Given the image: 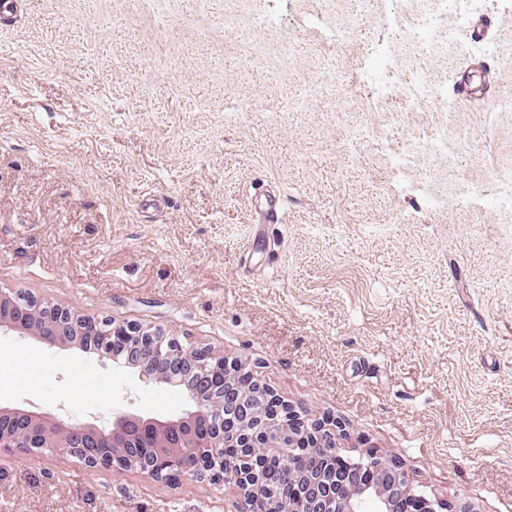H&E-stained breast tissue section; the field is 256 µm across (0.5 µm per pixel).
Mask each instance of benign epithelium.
Here are the masks:
<instances>
[{
  "label": "benign epithelium",
  "instance_id": "benign-epithelium-1",
  "mask_svg": "<svg viewBox=\"0 0 512 512\" xmlns=\"http://www.w3.org/2000/svg\"><path fill=\"white\" fill-rule=\"evenodd\" d=\"M14 313L10 319L0 318V332L22 333L32 321H48L40 338L48 344L77 343L85 324L98 327L99 346L115 335L134 339L136 348L146 355L170 354L178 357L198 355L208 346L188 341L161 328L138 323L116 326L107 318L94 319L78 315L58 305H48L33 297L20 295L12 299ZM182 388L191 408L175 419L148 417L128 411H115L103 426L88 428L84 424L42 423L39 415L23 409L15 411L13 424L0 426V447L37 449L75 457L83 448L98 452L85 458L90 471L111 468L135 469L163 480L171 475L185 479L217 480L236 492L238 512H251V503L271 495L262 474L263 460H276L284 465L299 451L318 450L326 466L314 474L288 471L289 479L298 482L304 493L280 506L277 512H395L389 487L381 482L347 487L335 462L342 458L340 441L346 436L340 421L331 417L312 419L283 400L280 413L274 415L241 407L233 417L231 430L224 429V413L213 406L224 402V391L214 389L199 393L189 381H166ZM229 446L241 449L234 461L218 460V452ZM125 448H138L148 463H134L123 453ZM356 466L374 472L388 471L398 478L402 491L418 495L422 512H447L448 504L419 489L413 477L393 458L367 452L348 458Z\"/></svg>",
  "mask_w": 512,
  "mask_h": 512
}]
</instances>
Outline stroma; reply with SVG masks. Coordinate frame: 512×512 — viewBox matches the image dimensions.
<instances>
[{
  "label": "stroma",
  "instance_id": "stroma-1",
  "mask_svg": "<svg viewBox=\"0 0 512 512\" xmlns=\"http://www.w3.org/2000/svg\"><path fill=\"white\" fill-rule=\"evenodd\" d=\"M381 0L359 38L383 47ZM351 0H25L0 18V293L92 318L160 327L259 374L348 448L398 460L438 499L512 512V227L493 210L435 211L462 175L512 168V112L457 100L403 110L364 91L355 46L306 31L346 23ZM485 41L463 37L402 64L439 83L512 66V10L477 0ZM264 24H257V17ZM297 39L292 58L282 43ZM496 46V53L485 50ZM330 53L345 82L292 111ZM467 132L457 167L389 169L404 133ZM357 126L370 138L353 141ZM284 200L270 257L251 252L255 192ZM183 391L139 381L108 355L0 335V414L103 424L113 411L171 418ZM209 480L93 472L0 448V512H231Z\"/></svg>",
  "mask_w": 512,
  "mask_h": 512
}]
</instances>
